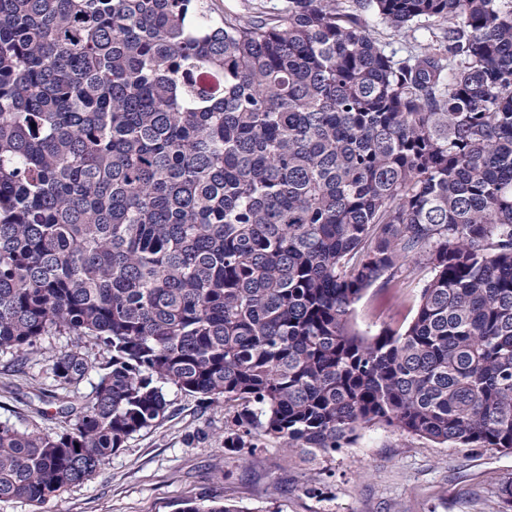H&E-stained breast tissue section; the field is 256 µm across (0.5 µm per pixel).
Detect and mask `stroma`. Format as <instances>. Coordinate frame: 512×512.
Instances as JSON below:
<instances>
[{"label":"stroma","mask_w":512,"mask_h":512,"mask_svg":"<svg viewBox=\"0 0 512 512\" xmlns=\"http://www.w3.org/2000/svg\"><path fill=\"white\" fill-rule=\"evenodd\" d=\"M386 53L406 58L427 44L433 21L392 36L369 17ZM427 270L404 265L398 285L370 288L353 312L361 334L410 322ZM71 336H48L23 367L0 357V424L60 429L50 356L70 347ZM167 412L134 434L90 481L35 507L0 501V512H180L184 503L218 501L239 512H512L496 492L512 481V450L459 448L374 425L347 447L306 457L265 438L254 448L224 445V406L203 404L170 387Z\"/></svg>","instance_id":"35a3bbf8"}]
</instances>
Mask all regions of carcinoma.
<instances>
[{"mask_svg":"<svg viewBox=\"0 0 512 512\" xmlns=\"http://www.w3.org/2000/svg\"><path fill=\"white\" fill-rule=\"evenodd\" d=\"M368 15L442 33L396 60ZM406 261L412 320L360 334ZM49 335L106 357L62 431L0 425V500L91 479L168 386L241 405L226 448L512 450V0H0V353Z\"/></svg>","mask_w":512,"mask_h":512,"instance_id":"obj_1","label":"carcinoma"}]
</instances>
